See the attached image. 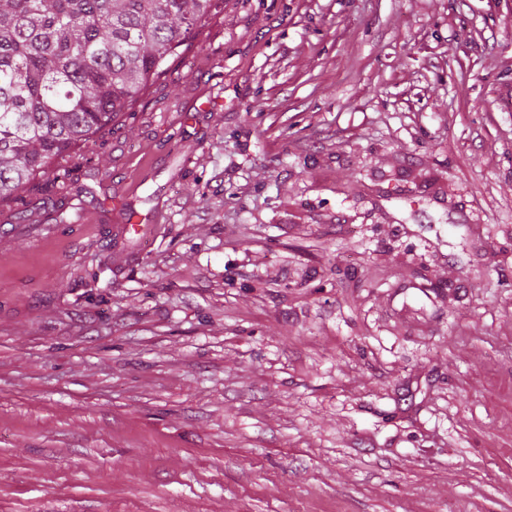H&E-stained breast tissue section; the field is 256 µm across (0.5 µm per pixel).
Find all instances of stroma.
Masks as SVG:
<instances>
[{"mask_svg": "<svg viewBox=\"0 0 512 512\" xmlns=\"http://www.w3.org/2000/svg\"><path fill=\"white\" fill-rule=\"evenodd\" d=\"M204 38L0 208V512H512V0Z\"/></svg>", "mask_w": 512, "mask_h": 512, "instance_id": "obj_1", "label": "stroma"}]
</instances>
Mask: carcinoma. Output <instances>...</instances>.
Returning <instances> with one entry per match:
<instances>
[{
    "mask_svg": "<svg viewBox=\"0 0 512 512\" xmlns=\"http://www.w3.org/2000/svg\"><path fill=\"white\" fill-rule=\"evenodd\" d=\"M224 0H0V205L131 110L165 64L205 48Z\"/></svg>",
    "mask_w": 512,
    "mask_h": 512,
    "instance_id": "carcinoma-1",
    "label": "carcinoma"
}]
</instances>
